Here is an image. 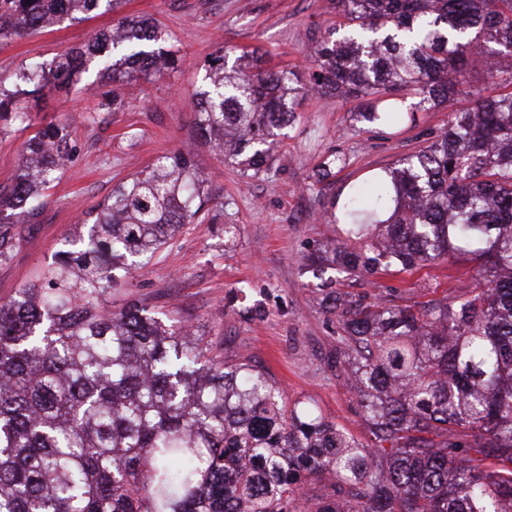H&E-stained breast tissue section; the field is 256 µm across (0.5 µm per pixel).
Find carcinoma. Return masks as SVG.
<instances>
[{
	"mask_svg": "<svg viewBox=\"0 0 512 512\" xmlns=\"http://www.w3.org/2000/svg\"><path fill=\"white\" fill-rule=\"evenodd\" d=\"M120 0H0V45L79 22ZM311 34L309 79L267 53L219 49L193 93L194 125L242 175L272 167L299 98L357 99L365 133L469 105L424 146L337 196L331 264L379 269L480 262L476 287L413 306L338 290L339 376L367 423L360 441L265 373L226 365L180 320L112 287L162 252L207 205V179L175 149L86 213L37 280L0 298V512H512V0H332ZM155 20L23 67L0 85V120L30 128L20 99L86 75L115 90L179 64ZM501 93L486 96L469 79ZM74 151L70 123L24 142L0 188V262Z\"/></svg>",
	"mask_w": 512,
	"mask_h": 512,
	"instance_id": "1",
	"label": "carcinoma"
}]
</instances>
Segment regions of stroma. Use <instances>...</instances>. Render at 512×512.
I'll return each instance as SVG.
<instances>
[{"label": "stroma", "mask_w": 512, "mask_h": 512, "mask_svg": "<svg viewBox=\"0 0 512 512\" xmlns=\"http://www.w3.org/2000/svg\"><path fill=\"white\" fill-rule=\"evenodd\" d=\"M124 16L161 22L184 62L120 87L122 107L115 112L100 109L98 96L81 84L30 99L34 126L73 119L76 151L60 181L46 191L35 223L18 225V246L0 263V297L36 280L64 235L117 182L165 151L187 150L207 175L215 219L185 225L147 267L113 286V307L137 301L174 312L225 362L244 361L268 373L288 401H312L329 420L365 438V422L333 367L336 319L321 306L336 272L329 268L325 279L316 278L307 257L336 242L328 216L340 190L421 146L425 134L445 127L465 107V99L419 113L415 128L374 134L360 132L351 118L358 100L303 97L271 171L241 175L193 126L191 95L202 83L204 60L220 47L258 48L270 53L272 64L305 76L309 30L336 23L331 0H121L114 11L99 9L83 22L0 47V75L51 61L109 33ZM25 138L18 123L0 121L1 186L13 183ZM337 150L346 156L345 168L319 177L318 164ZM478 268L476 260L462 256L448 269L383 272L368 282L343 281L340 289L408 306L465 292Z\"/></svg>", "instance_id": "1"}]
</instances>
